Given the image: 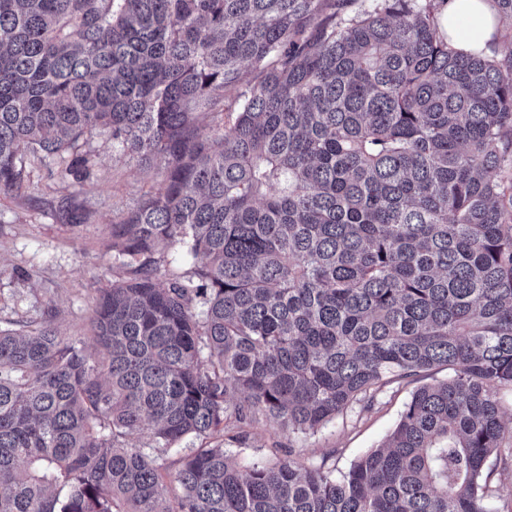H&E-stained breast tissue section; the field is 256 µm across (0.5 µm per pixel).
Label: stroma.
Wrapping results in <instances>:
<instances>
[{"instance_id": "stroma-1", "label": "stroma", "mask_w": 512, "mask_h": 512, "mask_svg": "<svg viewBox=\"0 0 512 512\" xmlns=\"http://www.w3.org/2000/svg\"><path fill=\"white\" fill-rule=\"evenodd\" d=\"M90 150L89 180H75L53 164H38L25 193L0 196L1 326L26 315L44 320L63 339L86 340L94 301L112 283L111 224L158 185L163 167L158 160L145 163L119 154L101 138L91 141ZM65 201L86 213L80 226L59 218ZM448 376L442 367L410 383L387 384L370 410L353 407L313 433H291L262 420L250 426L245 442L225 433L217 441L242 465L281 448L300 463H323L343 473L386 440L416 387Z\"/></svg>"}]
</instances>
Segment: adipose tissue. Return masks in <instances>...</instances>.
I'll list each match as a JSON object with an SVG mask.
<instances>
[{"label": "adipose tissue", "mask_w": 512, "mask_h": 512, "mask_svg": "<svg viewBox=\"0 0 512 512\" xmlns=\"http://www.w3.org/2000/svg\"><path fill=\"white\" fill-rule=\"evenodd\" d=\"M438 23L456 48L472 53L484 51L486 40L498 25L487 0H446Z\"/></svg>", "instance_id": "adipose-tissue-1"}]
</instances>
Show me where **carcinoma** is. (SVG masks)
<instances>
[{
    "label": "carcinoma",
    "mask_w": 512,
    "mask_h": 512,
    "mask_svg": "<svg viewBox=\"0 0 512 512\" xmlns=\"http://www.w3.org/2000/svg\"><path fill=\"white\" fill-rule=\"evenodd\" d=\"M445 0H0V195L95 137L162 183L112 224L96 351L0 327V512H490L512 444V29ZM254 76L244 79L245 66ZM201 263L160 276L166 251ZM201 311H196V306ZM437 367L337 476L220 445L314 432ZM438 23L456 48L472 53L489 52L485 41L498 25L495 9L487 0H448L438 15Z\"/></svg>",
    "instance_id": "1"
}]
</instances>
